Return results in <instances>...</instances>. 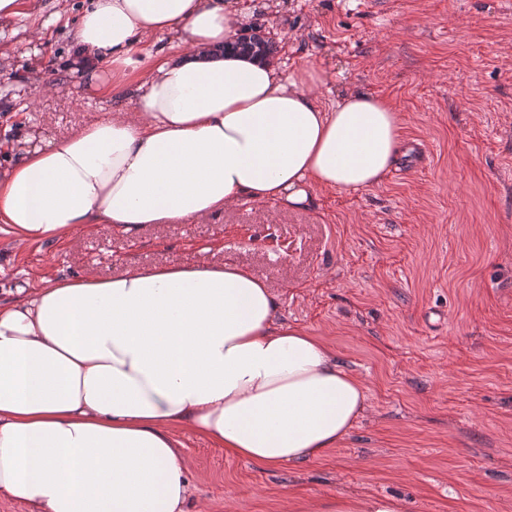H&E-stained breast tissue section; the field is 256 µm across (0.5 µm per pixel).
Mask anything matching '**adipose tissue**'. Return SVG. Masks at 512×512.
<instances>
[{
	"label": "adipose tissue",
	"mask_w": 512,
	"mask_h": 512,
	"mask_svg": "<svg viewBox=\"0 0 512 512\" xmlns=\"http://www.w3.org/2000/svg\"><path fill=\"white\" fill-rule=\"evenodd\" d=\"M242 18L230 0H90L64 70L130 104L12 140L0 246L379 185L402 149L398 112L357 89L324 104L276 63L229 51L251 36ZM147 36L181 51L145 50ZM367 409L333 349L279 321L272 289L233 263L60 275L0 301V499L32 512H185L176 430L276 467L321 457ZM293 512L401 504L336 496Z\"/></svg>",
	"instance_id": "ef3b65f1"
}]
</instances>
